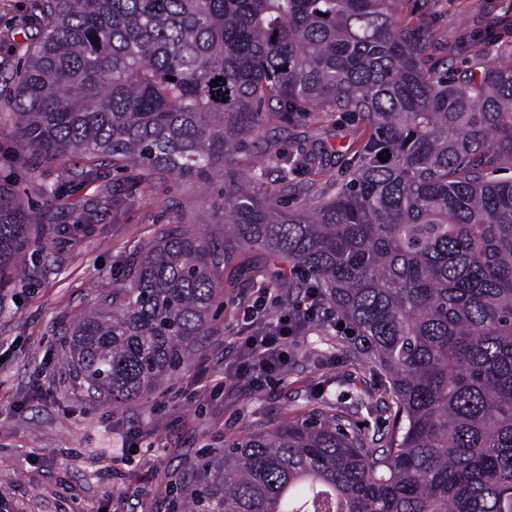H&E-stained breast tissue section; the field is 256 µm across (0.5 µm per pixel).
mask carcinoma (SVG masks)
Here are the masks:
<instances>
[{"label": "carcinoma", "instance_id": "1", "mask_svg": "<svg viewBox=\"0 0 512 512\" xmlns=\"http://www.w3.org/2000/svg\"><path fill=\"white\" fill-rule=\"evenodd\" d=\"M400 2L35 0L9 109L24 149L82 159L88 180L104 161L134 183L224 180L223 243L168 228L72 323L88 388L128 403L185 363L219 266L260 248L314 280L395 396L379 438L337 414L194 457L178 512H512V177H489L512 164V64L448 81ZM310 110L369 129L343 179L294 182L331 167L328 143L237 167L262 128ZM44 218L0 188V285L24 280Z\"/></svg>", "mask_w": 512, "mask_h": 512}]
</instances>
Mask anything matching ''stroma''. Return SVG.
<instances>
[{
	"instance_id": "35a3bbf8",
	"label": "stroma",
	"mask_w": 512,
	"mask_h": 512,
	"mask_svg": "<svg viewBox=\"0 0 512 512\" xmlns=\"http://www.w3.org/2000/svg\"><path fill=\"white\" fill-rule=\"evenodd\" d=\"M32 4L0 0V107L39 36ZM423 12L429 63L447 64L455 79L476 66L473 53L455 45L461 31L512 15V0H426ZM367 136L352 116L314 113L274 123L249 151L259 159L325 138L342 149L331 170L339 179ZM43 183L60 185V193L43 196ZM0 185L46 215L30 227L39 251L29 279L0 287V512H169V486L183 463L227 438L316 411H343L372 433L385 428L393 400L361 357L363 337L344 328L327 335L325 320L289 338L277 376L239 378L238 340L263 329L249 306L260 300L269 312L284 310L285 286L299 279L286 258L259 250L221 266L224 304L189 362L129 405L91 393L66 357L72 319L170 225L184 222L223 241L221 188L156 177L132 190L108 166L96 180H81L70 157L43 162L22 152L2 114ZM265 286L270 296H262Z\"/></svg>"
}]
</instances>
